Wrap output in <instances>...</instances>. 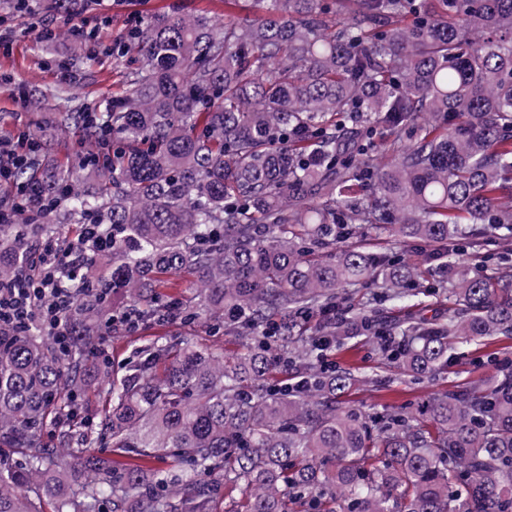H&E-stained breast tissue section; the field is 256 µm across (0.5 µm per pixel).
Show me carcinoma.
<instances>
[{"mask_svg": "<svg viewBox=\"0 0 512 512\" xmlns=\"http://www.w3.org/2000/svg\"><path fill=\"white\" fill-rule=\"evenodd\" d=\"M245 3L224 0L222 21L174 6L124 32L117 56L141 64L112 110L60 115L95 148L112 140V162L52 170L36 147L14 173L45 205L23 238L0 225V279L31 237L92 221L112 236L95 257L112 285L81 302L67 355L45 324L0 330V512H213L235 492L228 512H512V367L370 417L341 400L355 374L319 363L321 338L379 332L391 366L435 377L450 339L512 336V267L489 277L454 251L512 244V0ZM360 225L448 258L428 271L448 318L341 309L363 285L383 301L426 292L409 262L346 242ZM128 304L160 327L217 319L246 351L160 336L89 425L78 396L107 363L86 355ZM98 445L166 467L116 470Z\"/></svg>", "mask_w": 512, "mask_h": 512, "instance_id": "1", "label": "carcinoma"}]
</instances>
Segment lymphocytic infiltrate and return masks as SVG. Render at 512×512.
<instances>
[{
  "label": "lymphocytic infiltrate",
  "instance_id": "lymphocytic-infiltrate-1",
  "mask_svg": "<svg viewBox=\"0 0 512 512\" xmlns=\"http://www.w3.org/2000/svg\"><path fill=\"white\" fill-rule=\"evenodd\" d=\"M106 238L100 225L85 224L77 241L67 244L46 238L28 247L18 274L0 282V328L49 323L60 350L69 347L67 324L76 314L77 291L66 286L64 269L88 270Z\"/></svg>",
  "mask_w": 512,
  "mask_h": 512
}]
</instances>
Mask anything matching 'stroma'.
I'll use <instances>...</instances> for the list:
<instances>
[{
    "instance_id": "1",
    "label": "stroma",
    "mask_w": 512,
    "mask_h": 512,
    "mask_svg": "<svg viewBox=\"0 0 512 512\" xmlns=\"http://www.w3.org/2000/svg\"><path fill=\"white\" fill-rule=\"evenodd\" d=\"M178 5L188 14L201 10L216 17L224 15V0H90L73 16H61L46 7V0H35L34 13L23 14L13 8L12 0H0V76L10 77L21 92L15 100L0 95V139H14L22 133L41 138L47 148L48 166H70L77 156L90 150L81 129L60 133L53 119L67 106L97 104L107 106L126 88V75L135 69V56L117 57L112 50L121 32L139 18ZM43 22L55 28L80 26L94 31L81 59H74L71 43L57 39L40 42L32 29ZM72 60L73 78L56 74L57 60ZM173 334L190 338L209 350L231 354L241 351L242 340L225 335L223 328L201 320L188 326H174ZM155 329L133 332H109L104 353L114 376H122L127 367L140 360L155 338ZM456 360L448 372L433 380L398 374L386 365L380 341L374 337L340 340L329 349L327 360L339 366L355 368L358 381L347 393L350 404L373 412L389 406L396 410L416 408L428 397L452 386L478 383L497 369L512 364V339L499 336L483 345L456 341Z\"/></svg>"
}]
</instances>
